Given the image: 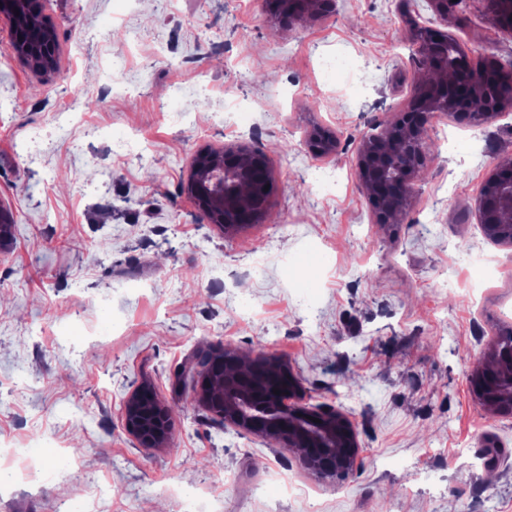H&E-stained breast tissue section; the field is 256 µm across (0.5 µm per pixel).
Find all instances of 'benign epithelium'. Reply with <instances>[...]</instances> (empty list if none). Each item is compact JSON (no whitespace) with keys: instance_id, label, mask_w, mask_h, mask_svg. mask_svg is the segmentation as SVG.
I'll return each mask as SVG.
<instances>
[{"instance_id":"7a95c632","label":"benign epithelium","mask_w":512,"mask_h":512,"mask_svg":"<svg viewBox=\"0 0 512 512\" xmlns=\"http://www.w3.org/2000/svg\"><path fill=\"white\" fill-rule=\"evenodd\" d=\"M26 0H0V22L9 33V48L16 59L31 71L49 76L55 70L56 33L46 24L29 23ZM328 4V0H290L287 19L298 22ZM415 61L424 73L434 76L415 84L411 106L384 124L369 128L362 138L358 171L369 196L377 203L378 214L386 220L404 214L412 183L429 158L428 125L438 112H465L474 122L487 113L475 109V98L487 97L488 87L499 92L495 109L512 99V69L497 63L478 64L454 47L449 37L428 29L417 33ZM271 170L267 157L247 144L220 151H202L194 163L186 192L209 224L237 229L239 213L254 205L257 194L268 183ZM476 208L477 223L485 229L512 222V162L496 166L485 184ZM244 378L224 377L221 406H213L206 389L197 400L215 412L224 425L260 436L287 448L306 444L314 450L299 458L300 465L317 477L347 478L357 465L361 446L354 422L332 406H308L299 379L288 373L287 382L272 395L269 404L253 403V393L241 387ZM489 411L511 414L495 393L476 392ZM319 422H313V419ZM123 421L126 432L143 448H158L170 440L173 422L170 410L148 384L127 399Z\"/></svg>"}]
</instances>
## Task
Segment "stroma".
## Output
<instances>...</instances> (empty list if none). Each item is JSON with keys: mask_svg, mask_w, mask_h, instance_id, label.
<instances>
[{"mask_svg": "<svg viewBox=\"0 0 512 512\" xmlns=\"http://www.w3.org/2000/svg\"><path fill=\"white\" fill-rule=\"evenodd\" d=\"M420 22L471 60H512V31L466 0H332L280 22L268 0H38L57 74L0 65V441L30 480L0 512H512V414L470 374L512 331V245L476 199L512 159V103L481 123L435 116L401 219L379 223L357 161L371 124L407 108ZM96 108L71 109L74 94ZM336 139L313 153L311 134ZM262 148L275 182L260 223L224 233L185 185L200 151ZM286 362L311 404L354 421L353 474L224 426L178 381L219 346ZM150 381L173 434L140 447L127 397Z\"/></svg>", "mask_w": 512, "mask_h": 512, "instance_id": "1", "label": "stroma"}]
</instances>
